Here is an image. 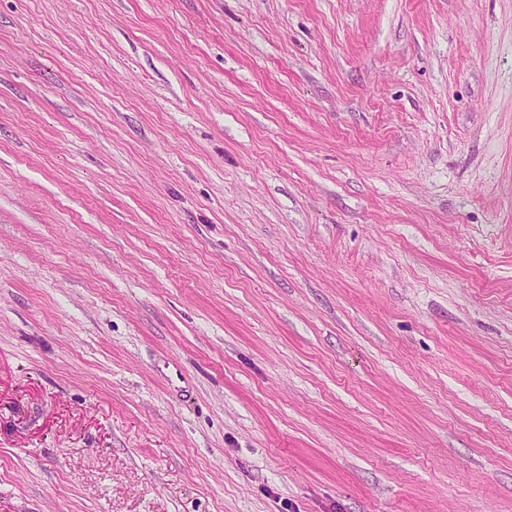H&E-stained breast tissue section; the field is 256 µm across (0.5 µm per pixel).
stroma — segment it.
<instances>
[{"label": "stroma", "instance_id": "stroma-1", "mask_svg": "<svg viewBox=\"0 0 512 512\" xmlns=\"http://www.w3.org/2000/svg\"><path fill=\"white\" fill-rule=\"evenodd\" d=\"M0 512H512V0H0Z\"/></svg>", "mask_w": 512, "mask_h": 512}]
</instances>
